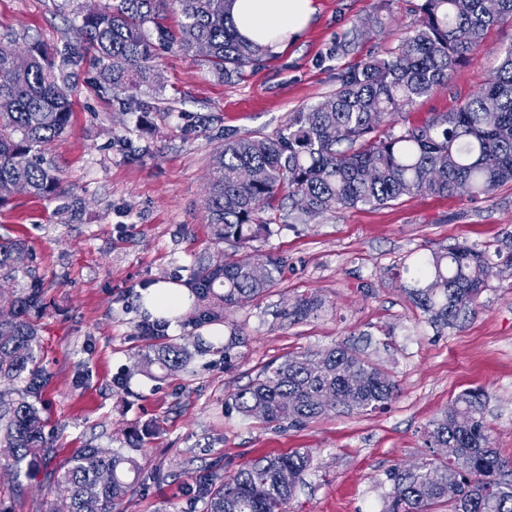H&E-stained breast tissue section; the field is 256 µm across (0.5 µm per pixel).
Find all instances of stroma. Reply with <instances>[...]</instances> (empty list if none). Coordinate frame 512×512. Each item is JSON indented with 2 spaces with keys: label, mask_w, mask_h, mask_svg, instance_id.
<instances>
[{
  "label": "stroma",
  "mask_w": 512,
  "mask_h": 512,
  "mask_svg": "<svg viewBox=\"0 0 512 512\" xmlns=\"http://www.w3.org/2000/svg\"><path fill=\"white\" fill-rule=\"evenodd\" d=\"M420 0H313L309 27L270 49L227 83L178 48L156 61L148 112L124 110L83 69L67 131L48 150L66 193L45 201L14 195L0 207V237L26 242L44 284L35 323L49 377L43 414L54 431L52 466L76 449L137 453L161 469L128 496L124 512H201L192 474L308 449L313 459L286 512H381L388 470L429 457L423 431L467 389L487 393V420L500 454L512 458V278L490 269L477 311L452 328L429 324L408 290L419 257L455 245L494 244L512 232V183L487 198L404 197L384 207L328 211L306 220L271 211L272 235L253 242L257 260L278 258L274 284L214 327L188 315L149 334L146 288L180 282L201 262L234 257L216 241L204 205L213 154L233 132L274 131L289 113L335 92L341 75L394 49L417 19ZM83 0H0V34L46 47L72 37ZM375 21L373 34L354 29ZM512 47V22L491 26L458 63L447 86L397 117L395 132L453 112ZM318 297V315L295 322L288 308ZM194 349L187 370L143 375L149 343ZM345 345L387 370L399 386L382 411L336 410L301 427L226 410L238 388L271 363ZM140 436L132 448V436ZM0 468V497L12 512H45L50 485L27 480L13 492Z\"/></svg>",
  "instance_id": "obj_1"
}]
</instances>
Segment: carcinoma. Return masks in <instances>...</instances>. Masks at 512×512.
Segmentation results:
<instances>
[{
    "instance_id": "carcinoma-1",
    "label": "carcinoma",
    "mask_w": 512,
    "mask_h": 512,
    "mask_svg": "<svg viewBox=\"0 0 512 512\" xmlns=\"http://www.w3.org/2000/svg\"><path fill=\"white\" fill-rule=\"evenodd\" d=\"M233 0H104L77 15L79 41L45 48L0 40V206L15 194L45 200L64 195L58 170L45 147L70 126L72 70L89 51L97 83L119 88L123 105L145 112L137 99L156 86L157 50L177 45L228 83L262 59L269 47L243 38L231 16ZM178 10V35L162 25V13ZM416 25L386 58L374 57L340 78L336 91L305 110L292 112L275 131L228 134L212 160L206 209L214 237L244 253L233 260L200 264L185 282L196 299L191 322L215 323L224 309L244 306L274 283L280 262L256 261L250 243L272 233L267 210L289 202L300 217L358 205L384 206L403 197L453 196L467 186L472 200L512 182V47L492 75L455 112L430 116L399 134L382 132L386 121L434 89L448 85L452 68L480 46L485 31L512 21V0H421ZM28 256L23 242L0 238V380L25 382L17 400L0 393V466L15 476L43 474L66 500L67 512H123L140 484L144 466L132 454L79 448L60 467L42 469L53 454L43 408L37 406L49 378L34 353L31 317L44 308L41 280L16 292L8 286ZM512 278V233L491 247L458 244L421 257L410 293L433 323L452 326L473 309L489 269ZM322 301H297L288 315H316ZM192 358L188 346L147 347L139 368L172 372ZM397 393L381 367L348 348L302 353L268 366L234 392L226 406L244 417L302 425L336 408L368 412L386 408ZM486 393L469 389L426 427L424 447L438 456L420 466L394 467L384 512H512V459L492 442L485 419ZM309 452L262 457L233 476L221 467L194 477L203 512H284L311 465Z\"/></svg>"
}]
</instances>
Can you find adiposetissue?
I'll list each match as a JSON object with an SVG mask.
<instances>
[{
  "instance_id": "obj_1",
  "label": "adipose tissue",
  "mask_w": 512,
  "mask_h": 512,
  "mask_svg": "<svg viewBox=\"0 0 512 512\" xmlns=\"http://www.w3.org/2000/svg\"><path fill=\"white\" fill-rule=\"evenodd\" d=\"M315 12L312 0H234L232 18L238 32L273 45L303 31ZM148 311L169 322L186 308V293L173 281L153 284L144 294Z\"/></svg>"
}]
</instances>
